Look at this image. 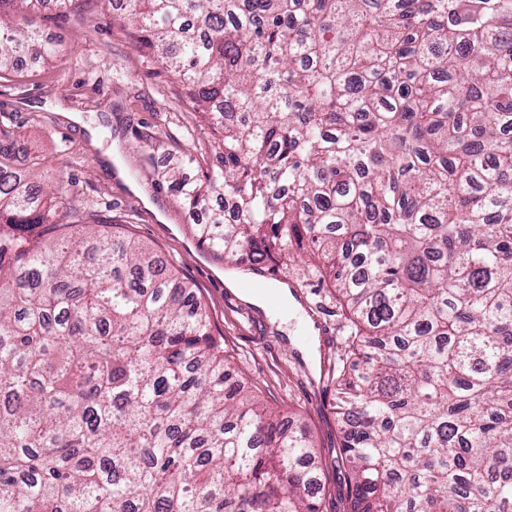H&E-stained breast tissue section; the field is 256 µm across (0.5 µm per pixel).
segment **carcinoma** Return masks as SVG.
<instances>
[{
    "mask_svg": "<svg viewBox=\"0 0 512 512\" xmlns=\"http://www.w3.org/2000/svg\"><path fill=\"white\" fill-rule=\"evenodd\" d=\"M0 0V76L58 46ZM220 165L170 187L237 265L348 311L354 512H512V0H122ZM0 126V512H324L306 431L228 384L191 287ZM42 227L34 234V227Z\"/></svg>",
    "mask_w": 512,
    "mask_h": 512,
    "instance_id": "carcinoma-1",
    "label": "carcinoma"
}]
</instances>
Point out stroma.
<instances>
[{
    "label": "stroma",
    "mask_w": 512,
    "mask_h": 512,
    "mask_svg": "<svg viewBox=\"0 0 512 512\" xmlns=\"http://www.w3.org/2000/svg\"><path fill=\"white\" fill-rule=\"evenodd\" d=\"M15 22L47 34L62 49L55 65L30 62L0 79V123L48 159L42 181L62 185L60 222L68 223L73 206L97 214L110 231L154 248L191 285L243 382L306 426L323 461L325 508L345 512L331 370L346 347L347 329L332 281L311 274L297 254L283 256L276 269V282L288 284L306 311H319L336 339L314 373L263 311L226 286L225 276L240 277V270L202 241L203 215L190 212L163 178L173 166L195 178L217 163L210 130L175 76L150 62L109 0H81L65 14L42 9Z\"/></svg>",
    "instance_id": "35a3bbf8"
}]
</instances>
